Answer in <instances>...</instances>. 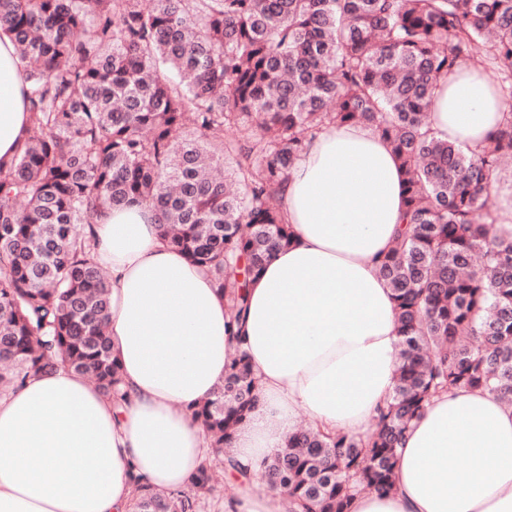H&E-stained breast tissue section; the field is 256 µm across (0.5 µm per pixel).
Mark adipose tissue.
<instances>
[{"instance_id":"1","label":"adipose tissue","mask_w":512,"mask_h":512,"mask_svg":"<svg viewBox=\"0 0 512 512\" xmlns=\"http://www.w3.org/2000/svg\"><path fill=\"white\" fill-rule=\"evenodd\" d=\"M27 90L13 43L0 40L5 165L30 135ZM511 107L464 66L440 80L431 122L475 149ZM281 206L292 241L253 280L241 328L211 276L164 241L158 212L122 206L93 225L127 398L115 404L64 368L1 392L0 512H131L134 474L184 489L209 451L189 409L241 352L259 393L231 445L239 467L256 471L282 448L300 410L325 432L373 429L398 368L396 304L379 261L405 216L403 170L371 129L334 126L296 161ZM224 512L287 509L252 483ZM350 512H512V406L465 389L434 397L403 437L393 491L357 495Z\"/></svg>"}]
</instances>
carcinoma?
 I'll use <instances>...</instances> for the list:
<instances>
[{"label": "carcinoma", "instance_id": "carcinoma-1", "mask_svg": "<svg viewBox=\"0 0 512 512\" xmlns=\"http://www.w3.org/2000/svg\"><path fill=\"white\" fill-rule=\"evenodd\" d=\"M2 36L26 63L31 132L0 165V387L63 365L122 400L90 230L116 206L158 209L242 324L251 280L290 242L288 172L326 128L361 124L405 173L406 229L380 262L398 376L367 436L289 435L264 462L269 489L289 512H349L356 494L394 489L398 447L433 397L512 402V238L492 234L512 111L477 151L429 121L437 83L473 58L512 88V0H0ZM256 389L234 358L192 409L212 455L187 490L132 476L133 512H199Z\"/></svg>", "mask_w": 512, "mask_h": 512}]
</instances>
